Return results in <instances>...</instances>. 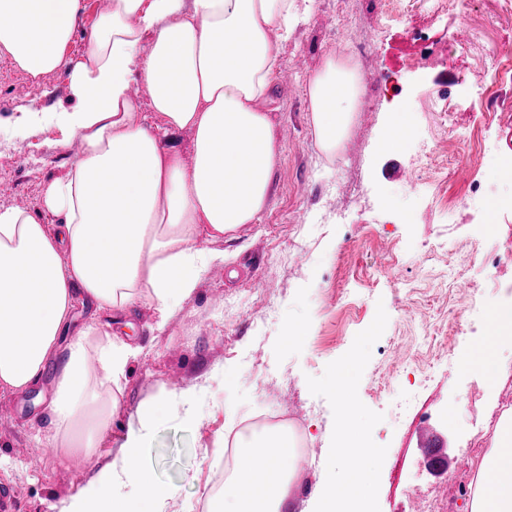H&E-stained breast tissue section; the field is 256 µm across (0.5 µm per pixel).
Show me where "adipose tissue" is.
I'll return each instance as SVG.
<instances>
[{"label":"adipose tissue","instance_id":"1","mask_svg":"<svg viewBox=\"0 0 512 512\" xmlns=\"http://www.w3.org/2000/svg\"><path fill=\"white\" fill-rule=\"evenodd\" d=\"M313 0H110L73 70L76 109L56 123L81 144L66 178L44 194L56 224L21 209L0 210V389L34 387L51 360L59 366L50 402L53 447L85 453L106 430L111 409L92 385L87 345L102 335L103 379L119 383L137 347L90 325L61 345L76 304L125 312L141 302L159 311L190 298L222 254L225 235L264 210L280 146L267 107L278 53L308 19ZM83 0H0V49L38 78L67 65L65 51ZM143 94L132 95L131 80ZM313 123L328 150L342 141L359 89L349 58L329 57L308 85ZM149 104L161 125L133 121ZM190 130L193 158L163 146L159 134ZM512 332V306L497 312L475 345L490 378L506 373L491 349ZM234 477L224 484L230 512H285V486L297 464L290 433L243 438ZM143 437L128 431L119 456L73 493L64 512H161L168 491L142 460ZM280 456L265 467L266 449ZM474 467L469 512H512V417L503 416ZM133 482L141 507L113 495L115 477Z\"/></svg>","mask_w":512,"mask_h":512}]
</instances>
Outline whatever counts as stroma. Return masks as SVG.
Segmentation results:
<instances>
[{
  "mask_svg": "<svg viewBox=\"0 0 512 512\" xmlns=\"http://www.w3.org/2000/svg\"><path fill=\"white\" fill-rule=\"evenodd\" d=\"M108 4L85 0L68 66L43 78L0 53V209L54 223L44 191L68 174L80 144L65 138L53 115L78 105L70 66L84 61ZM417 32L435 49L424 69L407 66ZM498 46L512 48V15L502 0H467L461 20L434 0H316L311 18L278 46L270 110L281 154L259 219L225 239L223 262L167 320L146 302L126 315L96 316L140 353L101 396L116 408L90 457L72 460L50 448V379L24 393L0 390V480L16 488L20 512H63L84 480L119 455L131 428L144 435L145 466L170 491L162 512H198L211 497L228 435L269 410L301 424L313 450L312 465L299 466L288 485L294 512H310L318 486L343 480L330 458L342 434L331 383L344 367L361 438L381 450L367 463V512H406L411 502L443 493L454 496V512H469L471 458L488 449L502 413L512 412V370L492 381L457 367L495 308L512 303V264L494 283L484 262L512 242V210L485 198L481 224L454 204L477 181L512 194V175L468 141L472 127L488 124L498 151L512 156V80H496L487 63L488 49ZM361 49L360 82L378 89L361 100L340 146L325 150L308 82L328 57ZM444 72L452 78L445 87L437 81ZM479 73L497 83L492 107L472 82ZM403 110L408 135L397 150L381 151L394 113ZM425 141L436 147L427 159L419 156ZM448 143L456 159L442 153ZM442 244L449 258L425 261ZM452 264L462 268L465 287L449 279ZM467 305L475 314L458 323L455 312ZM446 347L453 356L442 357ZM414 392L419 415L397 418ZM151 406L159 414L143 418ZM424 418L447 440L455 484L422 461L416 431ZM36 442L46 446L38 457L30 454Z\"/></svg>",
  "mask_w": 512,
  "mask_h": 512,
  "instance_id": "35a3bbf8",
  "label": "stroma"
}]
</instances>
